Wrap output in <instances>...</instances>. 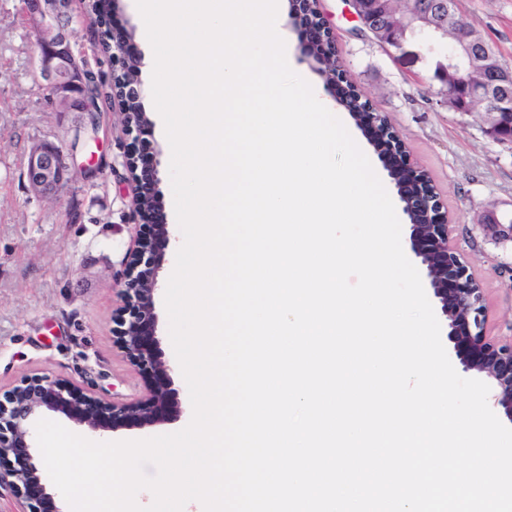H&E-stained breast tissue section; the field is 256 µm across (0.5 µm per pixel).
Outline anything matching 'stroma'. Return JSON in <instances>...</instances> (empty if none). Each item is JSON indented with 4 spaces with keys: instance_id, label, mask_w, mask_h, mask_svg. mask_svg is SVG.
I'll return each instance as SVG.
<instances>
[{
    "instance_id": "obj_1",
    "label": "stroma",
    "mask_w": 512,
    "mask_h": 512,
    "mask_svg": "<svg viewBox=\"0 0 512 512\" xmlns=\"http://www.w3.org/2000/svg\"><path fill=\"white\" fill-rule=\"evenodd\" d=\"M456 7L512 68V0H457ZM320 9L334 31L337 64L373 110L388 116L411 163L428 173L453 218L452 239L485 290L489 334L512 341V241L498 232L512 222V150L439 96L434 75L446 64L445 48L417 39L387 48L363 28L349 0H321ZM66 25L97 80L111 83L112 57L100 46L85 0H71ZM280 33L291 68L327 102L388 194H395L373 146L302 56L297 32L284 23ZM35 41L21 0H0V395L39 374L107 401L136 399L145 379L112 345L126 254L147 231L123 166L131 138L112 101L98 100L91 116L53 111L36 70ZM141 72L144 110L154 121L149 142L159 152L161 202L173 224L171 151L150 93L151 64ZM43 140L73 159L71 180L52 195L35 193L22 175L24 156ZM175 386L179 413L163 424L94 434L74 423L69 429L98 442L177 432L189 423L192 405L183 377Z\"/></svg>"
}]
</instances>
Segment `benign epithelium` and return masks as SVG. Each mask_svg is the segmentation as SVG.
Listing matches in <instances>:
<instances>
[{"label":"benign epithelium","mask_w":512,"mask_h":512,"mask_svg":"<svg viewBox=\"0 0 512 512\" xmlns=\"http://www.w3.org/2000/svg\"><path fill=\"white\" fill-rule=\"evenodd\" d=\"M313 2L318 0H287V16L298 32L303 55L314 63L328 60L326 81L334 87L342 76L336 74L327 20L322 16L316 24L300 21L302 11ZM349 2L363 27L386 47L398 49L410 36L446 46L447 65L437 75L445 102L456 112L475 115L487 136L512 150V69L501 63L481 35L455 30V0H405L407 7L401 11L395 7L397 0ZM22 3L37 32L36 67L55 111H92V75L61 25L70 0ZM132 37L131 28L112 29V98L118 99L124 127L133 135L124 165L131 176L136 212L149 232L130 250L112 333L129 361L147 376V394L110 402L42 376L28 377L5 394L0 399V484L15 488L18 512H49L52 496L41 483L30 445L34 423L45 413H59L93 431H106L130 422L164 423L172 407L174 369L161 351L154 292L174 225L166 222L159 204L157 170L142 154L152 122L142 105L141 61L130 52ZM352 116L367 137L380 132L375 149L404 203L411 249L440 304L455 359L463 371H475L490 381L494 405L512 425V342L501 343L486 334L483 288L468 274L462 254L450 242V220L432 182L424 171L407 163L408 151L392 126L381 124L382 113L369 109ZM24 175L34 192L50 194L70 179L71 168L58 146L43 141L28 152Z\"/></svg>","instance_id":"obj_1"}]
</instances>
